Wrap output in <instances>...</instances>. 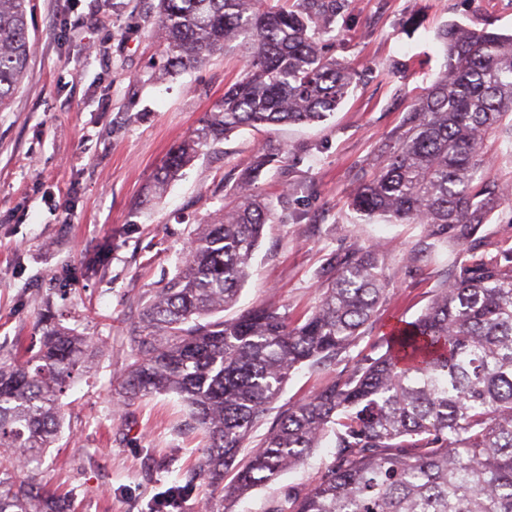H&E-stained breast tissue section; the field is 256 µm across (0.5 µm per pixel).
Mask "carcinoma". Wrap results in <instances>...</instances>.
<instances>
[{
  "mask_svg": "<svg viewBox=\"0 0 512 512\" xmlns=\"http://www.w3.org/2000/svg\"><path fill=\"white\" fill-rule=\"evenodd\" d=\"M28 0H0V109L27 74ZM349 0H158L170 64L192 67L244 49L247 75L166 157L154 191L204 146L242 127L327 119L353 81L327 54ZM444 69L403 120L379 174L350 206L369 221L422 224L470 250L482 224L512 203L486 183L489 132L512 148V35L461 23L439 33ZM278 155L261 153L238 178L234 204L198 225L188 255L148 299L120 401L175 393L206 439L195 458L209 494L232 503L302 464L329 435L335 457L320 481L290 490L267 512H512V254L458 266L386 351L331 377L289 407L264 443L247 449L288 378L346 349L384 299L376 249L329 263L320 300L295 324L257 305L226 320L249 277L271 203L255 191ZM38 353L0 365V512H73L40 475L63 416L60 395L90 368L84 336L45 328ZM229 483H224L228 474Z\"/></svg>",
  "mask_w": 512,
  "mask_h": 512,
  "instance_id": "carcinoma-1",
  "label": "carcinoma"
}]
</instances>
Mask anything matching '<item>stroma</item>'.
<instances>
[{
    "label": "stroma",
    "mask_w": 512,
    "mask_h": 512,
    "mask_svg": "<svg viewBox=\"0 0 512 512\" xmlns=\"http://www.w3.org/2000/svg\"><path fill=\"white\" fill-rule=\"evenodd\" d=\"M155 5L30 0L27 75L0 112V363L37 351L47 314L99 346L92 369L61 398L65 415L46 458L49 488L69 494L79 512H155L172 487L184 490L173 512H198L204 501L220 512V500L192 479L205 440L180 397L124 406L113 387L130 361L129 332L144 303L262 150L281 155L256 182L272 215L224 317L264 304L299 320L316 305L330 258L363 241L378 244L388 284L355 343L331 362L294 372L274 411L384 353L391 331L421 314L454 264L512 248V206L481 226L477 252L439 243L420 224L363 223L349 206L438 76L439 29L457 21L510 34L512 0H351L336 19L330 52L356 81L334 114L314 124L240 129L202 148L160 197L151 186L166 156L246 68L237 52L168 73ZM62 199L68 211H58ZM334 453L325 441L233 512H266L286 490L316 483Z\"/></svg>",
    "instance_id": "35a3bbf8"
}]
</instances>
